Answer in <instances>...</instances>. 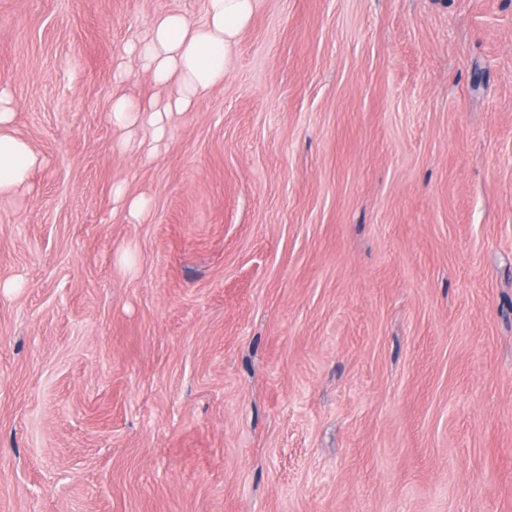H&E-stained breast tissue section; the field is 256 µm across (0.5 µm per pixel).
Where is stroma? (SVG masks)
<instances>
[{
  "instance_id": "obj_1",
  "label": "stroma",
  "mask_w": 512,
  "mask_h": 512,
  "mask_svg": "<svg viewBox=\"0 0 512 512\" xmlns=\"http://www.w3.org/2000/svg\"><path fill=\"white\" fill-rule=\"evenodd\" d=\"M167 11L0 0V512H512V0H261L156 143ZM12 120L10 102L0 93V196L16 194L42 164L27 140L13 131Z\"/></svg>"
}]
</instances>
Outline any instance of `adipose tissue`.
I'll return each instance as SVG.
<instances>
[{"instance_id":"obj_1","label":"adipose tissue","mask_w":512,"mask_h":512,"mask_svg":"<svg viewBox=\"0 0 512 512\" xmlns=\"http://www.w3.org/2000/svg\"><path fill=\"white\" fill-rule=\"evenodd\" d=\"M260 0H207L205 23L192 22L185 15H159L148 41L125 54L135 57L156 84L178 81V97L161 108L119 98L112 103L116 124H135L141 113H149L155 138H162L165 120L171 112L186 110L193 99L223 83L233 50L250 24ZM13 114L8 99L0 96V196L16 194L26 185L42 160L26 139L13 131Z\"/></svg>"}]
</instances>
